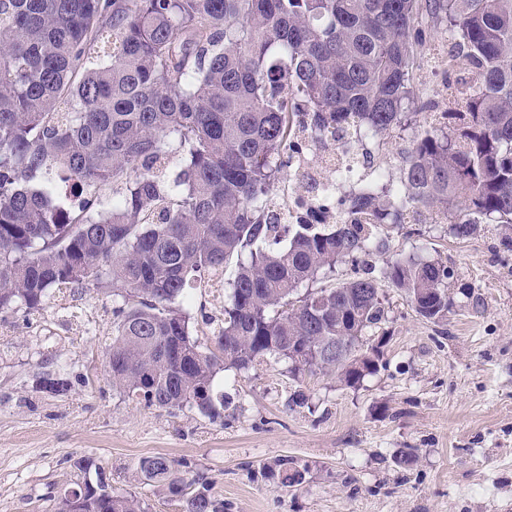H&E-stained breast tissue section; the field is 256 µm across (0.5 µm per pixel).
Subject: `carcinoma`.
Listing matches in <instances>:
<instances>
[{"label":"carcinoma","instance_id":"obj_1","mask_svg":"<svg viewBox=\"0 0 512 512\" xmlns=\"http://www.w3.org/2000/svg\"><path fill=\"white\" fill-rule=\"evenodd\" d=\"M437 30L450 109L415 137L400 180L314 199L334 223H280L272 191L303 140L345 155L433 108L416 80ZM111 183L107 206L88 193ZM60 187L80 202L56 219ZM400 224H448L458 239L512 224V0H0V310H35L57 288L121 297L107 357L127 396L216 420L233 404L214 388L225 364L282 358L349 386L377 372L350 345L386 322L383 289L433 322L453 305L448 266L369 263ZM347 260L355 277L294 297ZM232 262L206 352L190 290ZM37 385L62 395L71 381ZM74 468L86 493L58 512H145L91 459ZM274 470L286 487L302 480L286 457ZM138 473L172 497L191 488L183 512H219L164 455Z\"/></svg>","mask_w":512,"mask_h":512}]
</instances>
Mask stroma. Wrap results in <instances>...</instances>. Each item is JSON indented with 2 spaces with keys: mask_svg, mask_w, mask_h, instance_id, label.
<instances>
[{
  "mask_svg": "<svg viewBox=\"0 0 512 512\" xmlns=\"http://www.w3.org/2000/svg\"><path fill=\"white\" fill-rule=\"evenodd\" d=\"M427 114L373 146V166L399 178L402 154ZM506 230L481 225L467 240L444 224L390 230L391 251L453 271L447 320L420 317L384 291L388 320L376 373L349 386L336 374L293 375L288 361L225 368L214 383L234 397L223 419L194 409L145 407L113 388L107 362L112 297L52 291L40 309L0 311V512H55L73 462L105 467L114 493L145 512H183L139 480L154 455L211 482L224 512H512V251ZM228 286L193 292L192 325L215 346L206 316H220ZM73 381L63 395L35 387L45 372ZM308 398L292 404L296 391ZM412 461L401 464V453ZM292 459L303 481L281 486L265 463Z\"/></svg>",
  "mask_w": 512,
  "mask_h": 512,
  "instance_id": "obj_1",
  "label": "stroma"
}]
</instances>
